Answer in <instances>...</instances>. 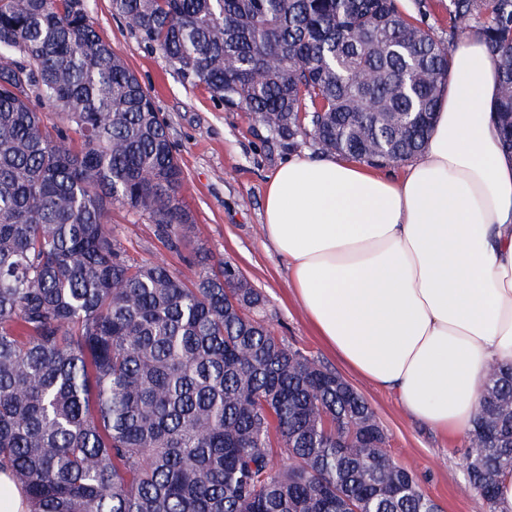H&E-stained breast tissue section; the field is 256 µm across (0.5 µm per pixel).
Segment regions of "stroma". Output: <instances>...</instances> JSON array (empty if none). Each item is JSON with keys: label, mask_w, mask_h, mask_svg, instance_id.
Wrapping results in <instances>:
<instances>
[{"label": "stroma", "mask_w": 512, "mask_h": 512, "mask_svg": "<svg viewBox=\"0 0 512 512\" xmlns=\"http://www.w3.org/2000/svg\"><path fill=\"white\" fill-rule=\"evenodd\" d=\"M99 36L136 73L167 121L184 175L182 201L192 215L193 240L217 260L236 266L266 299L267 321L276 336L351 384L374 410L386 434V452L418 477L424 494L443 512H487L475 494H462L464 435L448 437L413 421L396 395L356 377L317 335L288 283L285 264L263 245L262 201L267 178L304 142L288 146L251 113L224 105L203 86L183 83L170 62L113 15L111 0H86ZM112 231L131 258L165 262L193 278L182 253L170 250L145 215L112 209Z\"/></svg>", "instance_id": "stroma-1"}]
</instances>
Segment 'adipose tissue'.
I'll use <instances>...</instances> for the list:
<instances>
[{"instance_id": "ef3b65f1", "label": "adipose tissue", "mask_w": 512, "mask_h": 512, "mask_svg": "<svg viewBox=\"0 0 512 512\" xmlns=\"http://www.w3.org/2000/svg\"><path fill=\"white\" fill-rule=\"evenodd\" d=\"M449 57L429 141L401 176L295 155L265 185L262 236L356 375L411 419L466 435L486 370L512 364V154L483 38L468 33Z\"/></svg>"}]
</instances>
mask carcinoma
Here are the masks:
<instances>
[{
	"label": "carcinoma",
	"mask_w": 512,
	"mask_h": 512,
	"mask_svg": "<svg viewBox=\"0 0 512 512\" xmlns=\"http://www.w3.org/2000/svg\"><path fill=\"white\" fill-rule=\"evenodd\" d=\"M435 6L446 42L397 0H112L182 82L285 144L374 167L424 150L449 43L478 31L512 151V0ZM183 187L165 120L85 0H0V468L30 512H441L384 451L364 397L258 318L237 268L196 247L188 282L130 258L112 206L178 251ZM469 445L483 453L465 485L494 512L511 365L484 377Z\"/></svg>",
	"instance_id": "cac0c4a2"
}]
</instances>
